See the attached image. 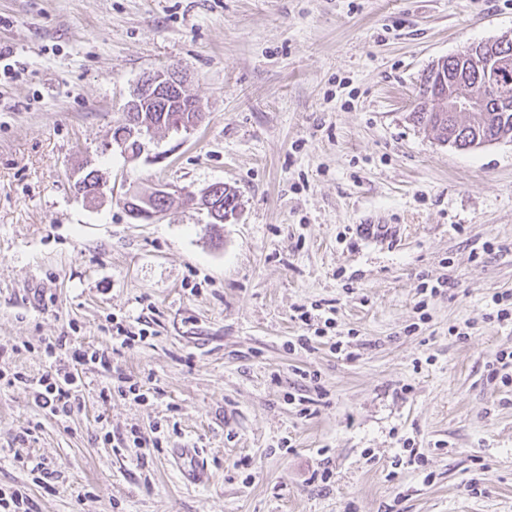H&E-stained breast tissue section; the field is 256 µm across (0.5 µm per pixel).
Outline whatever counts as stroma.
Here are the masks:
<instances>
[{
  "mask_svg": "<svg viewBox=\"0 0 512 512\" xmlns=\"http://www.w3.org/2000/svg\"><path fill=\"white\" fill-rule=\"evenodd\" d=\"M510 30L512 0H0L23 69L0 80V369L150 332L81 370L70 417L0 383V448L55 491L8 456L0 487L39 512H512V386L488 378L512 351L491 302L512 293V141L461 151L410 118L434 62ZM173 65L202 121L126 158L112 133L134 87ZM89 170L109 188L92 205ZM217 182L241 202L218 233L199 205ZM162 184L182 196L131 218L122 197ZM370 219L390 234L361 235ZM423 285L440 292L421 311ZM311 304L336 328L291 349ZM120 373L159 397L101 399ZM156 424L160 453L103 441ZM183 446L207 483L182 481ZM94 176H98L95 172L90 176H81L75 183V189L86 201L94 202L105 194L106 184L98 178L96 181Z\"/></svg>",
  "mask_w": 512,
  "mask_h": 512,
  "instance_id": "35a3bbf8",
  "label": "stroma"
}]
</instances>
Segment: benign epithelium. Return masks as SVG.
Here are the masks:
<instances>
[{"label":"benign epithelium","instance_id":"7a95c632","mask_svg":"<svg viewBox=\"0 0 512 512\" xmlns=\"http://www.w3.org/2000/svg\"><path fill=\"white\" fill-rule=\"evenodd\" d=\"M498 52L476 68L475 84L463 89L451 87L447 95L437 100L441 112L457 115L469 112H503L512 107V93L500 76L512 70V31L492 40ZM186 74L178 67L149 75L141 80L134 90L132 100L127 105L129 112H172L174 104L181 105L182 112H198L200 106L185 93ZM158 124L130 119L124 129L113 135V142L126 150L127 143L134 137L145 136V131H153ZM75 189L86 201L94 202L105 194L106 185L93 176H82L75 183ZM179 193L175 187L164 184L149 196L127 194L122 199L123 207L130 217L141 222H151L168 210L169 204ZM224 204V184L216 183L201 195L200 206L211 215H216Z\"/></svg>","mask_w":512,"mask_h":512}]
</instances>
